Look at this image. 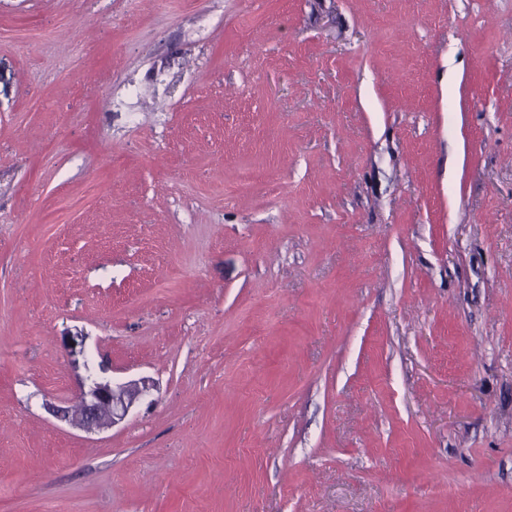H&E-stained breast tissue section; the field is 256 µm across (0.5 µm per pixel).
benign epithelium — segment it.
<instances>
[{
  "instance_id": "7a95c632",
  "label": "benign epithelium",
  "mask_w": 512,
  "mask_h": 512,
  "mask_svg": "<svg viewBox=\"0 0 512 512\" xmlns=\"http://www.w3.org/2000/svg\"><path fill=\"white\" fill-rule=\"evenodd\" d=\"M151 386L146 378L115 385L110 380L89 374L76 395L78 418L72 424L83 428H110L129 414Z\"/></svg>"
}]
</instances>
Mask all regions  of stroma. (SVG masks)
<instances>
[{
	"label": "stroma",
	"instance_id": "1",
	"mask_svg": "<svg viewBox=\"0 0 512 512\" xmlns=\"http://www.w3.org/2000/svg\"><path fill=\"white\" fill-rule=\"evenodd\" d=\"M0 512H512V0H0ZM153 386L141 378L114 386L112 381L88 374L76 395L79 417L72 424L83 428L105 429L122 421L133 405Z\"/></svg>",
	"mask_w": 512,
	"mask_h": 512
}]
</instances>
